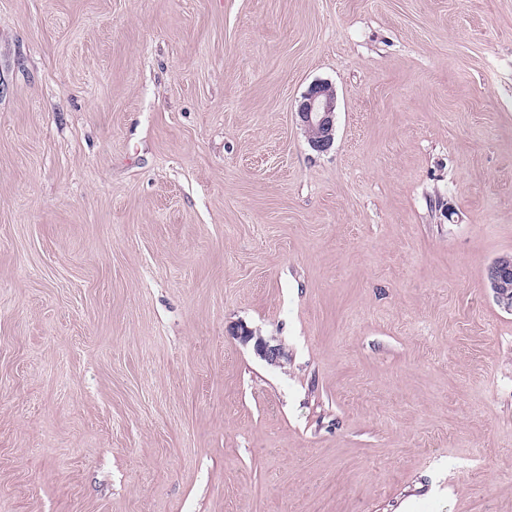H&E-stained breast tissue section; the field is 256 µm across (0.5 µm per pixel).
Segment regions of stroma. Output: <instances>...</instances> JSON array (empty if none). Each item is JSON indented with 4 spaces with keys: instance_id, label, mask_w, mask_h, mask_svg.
Returning a JSON list of instances; mask_svg holds the SVG:
<instances>
[{
    "instance_id": "1",
    "label": "stroma",
    "mask_w": 512,
    "mask_h": 512,
    "mask_svg": "<svg viewBox=\"0 0 512 512\" xmlns=\"http://www.w3.org/2000/svg\"><path fill=\"white\" fill-rule=\"evenodd\" d=\"M503 255L512 0H0V512H512ZM295 116L308 135L310 146L319 152L327 151L336 132V92L323 82L314 83L299 99ZM487 283L498 301L512 309V257H503L489 268ZM232 334L245 345L253 341V348L257 355L270 365L282 366L288 359L283 346L280 343H275L276 340L272 336H262L244 324L233 327Z\"/></svg>"
}]
</instances>
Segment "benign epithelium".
I'll use <instances>...</instances> for the list:
<instances>
[{"label":"benign epithelium","instance_id":"obj_1","mask_svg":"<svg viewBox=\"0 0 512 512\" xmlns=\"http://www.w3.org/2000/svg\"><path fill=\"white\" fill-rule=\"evenodd\" d=\"M295 116L308 135L310 146L319 152L328 150L336 132V92L323 82L309 87L295 106ZM488 287L506 308L512 309V257L497 260L487 274ZM241 343L253 344L257 355L268 364L282 366L287 360L283 346L275 338L265 337L244 324L232 328Z\"/></svg>","mask_w":512,"mask_h":512}]
</instances>
